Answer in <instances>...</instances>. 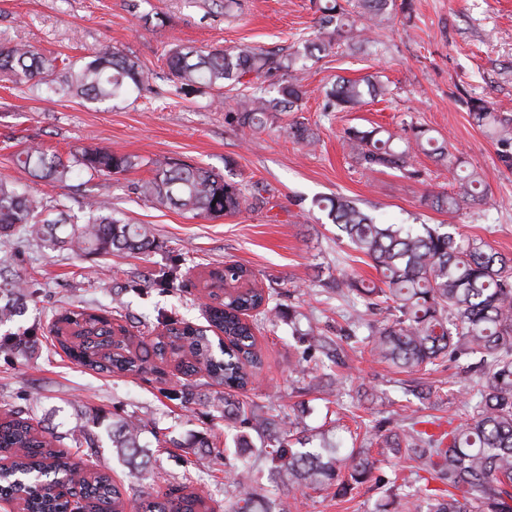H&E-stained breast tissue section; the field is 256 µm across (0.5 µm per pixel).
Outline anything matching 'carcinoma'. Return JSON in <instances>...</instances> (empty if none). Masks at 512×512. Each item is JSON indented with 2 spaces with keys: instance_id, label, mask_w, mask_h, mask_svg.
I'll return each mask as SVG.
<instances>
[{
  "instance_id": "1",
  "label": "carcinoma",
  "mask_w": 512,
  "mask_h": 512,
  "mask_svg": "<svg viewBox=\"0 0 512 512\" xmlns=\"http://www.w3.org/2000/svg\"><path fill=\"white\" fill-rule=\"evenodd\" d=\"M350 0H316L323 32L306 42L304 52L328 51L354 40L371 43L370 32L383 25L394 11L412 19L413 0H357L361 28L354 29L346 3ZM300 53L279 54L249 45L232 50L211 48L184 51L177 45L169 50L167 66L177 97L210 90L222 100L224 87L242 83L247 76L277 78V95H253L237 105L234 119L242 128L258 129L282 112H296L306 91L296 77ZM0 77L25 84L31 94L45 92L106 104L130 95L141 96L149 89V78L130 56L111 49L96 51L72 60L48 57L28 44H0ZM390 93L387 85L373 77L340 80L326 93V108L338 112L355 110L368 101ZM467 108L474 123L501 146V158L512 165V118L492 111L482 98H470ZM404 147L394 144L392 134L378 128H349L345 142L350 152L367 170L411 169L413 153L424 151L439 160L451 155L445 142L430 135L420 125L405 129ZM289 134L299 143L311 144L314 134L299 120L289 125ZM20 176L0 178V236L8 237L16 228L34 241L55 248H67L83 256H107L114 252L142 253L153 241L143 224H128L112 216L103 202L89 201L86 223L74 225L65 235L58 225L70 221L68 210L57 199L39 193L33 183L65 187L78 173L89 177L112 176L134 166L130 156L107 148H77L63 158L40 145H29L14 153ZM144 199L159 206H174L194 217L233 216L248 204L239 183L228 181L211 169L167 159L155 163L154 176L134 187ZM485 200V179L475 169L458 176L457 191L428 193L423 202L436 210H450L464 202L479 205ZM323 210L336 227V237L364 255L378 274L366 282L346 274L336 280V293H354L368 306L384 312L383 320L367 325L365 346L380 361L405 372H420L457 361L464 356L479 359L483 380L463 406L466 418L448 422V430L437 435L416 429L417 416L402 417L400 431L379 434L376 444L409 462L410 472L429 475L445 485L421 497L408 491L399 501L381 498L379 512H512V258L498 252L481 238L463 237L442 230V225L380 224L358 204L336 195L324 200ZM251 282L252 272L243 265H227L211 273L208 283ZM25 281L0 289V322L20 313L27 295ZM271 294L261 288H242L216 297L206 309L208 326L224 333L229 351L216 352L208 334L186 325L172 327L159 336L152 349L128 358L121 353H102L103 342L61 336L62 349L75 361L109 373L164 360L169 354L185 356L182 373L187 377L204 374L231 390H244L252 383L256 367L254 324L244 316L258 307L273 318H288L293 333L328 357L339 354L341 340L320 334L317 327H300L295 308L283 312L270 305ZM224 403V418L238 421L256 432L266 458L278 467L288 490L311 489L342 495L371 482L385 459L373 457L367 448H351L341 453L342 441L336 431L324 430L314 436L315 444L302 447L306 437L303 417L285 419L273 402L254 405L226 393L217 398ZM30 417L16 416L0 421V451L12 452L17 464L34 471L27 512H59L63 502L53 489L75 487L90 502L92 512H124L125 501L112 477L96 472L74 480L60 469L58 460L66 456L63 441L81 449L96 447L93 435L77 426L65 435H44L29 424ZM146 425L132 419L112 423V447L132 462L142 448L140 439ZM232 493L240 503L238 512H258L260 497L250 472L228 474ZM138 512H211L205 498L185 484L165 493L143 494Z\"/></svg>"
}]
</instances>
